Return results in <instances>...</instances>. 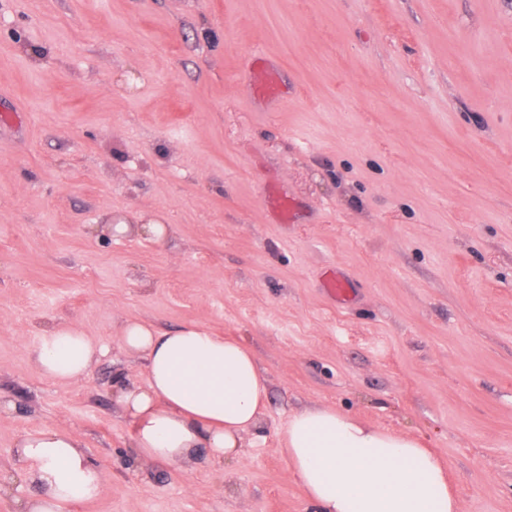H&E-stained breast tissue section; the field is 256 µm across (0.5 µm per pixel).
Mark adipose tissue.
Segmentation results:
<instances>
[{"label": "adipose tissue", "mask_w": 512, "mask_h": 512, "mask_svg": "<svg viewBox=\"0 0 512 512\" xmlns=\"http://www.w3.org/2000/svg\"><path fill=\"white\" fill-rule=\"evenodd\" d=\"M121 345L144 359L142 384L116 383L139 457L177 463L207 454L236 457L263 415L268 387L253 349L190 323L164 334L126 322ZM106 353L75 326L45 329L33 351L46 377L80 381ZM21 455L36 495L18 512H62L100 493L101 474L71 433L46 428L25 437ZM315 512H458L440 460L418 439L368 426L330 408L289 416L284 448Z\"/></svg>", "instance_id": "adipose-tissue-1"}]
</instances>
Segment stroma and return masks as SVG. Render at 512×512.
I'll list each match as a JSON object with an SVG mask.
<instances>
[{
  "label": "stroma",
  "mask_w": 512,
  "mask_h": 512,
  "mask_svg": "<svg viewBox=\"0 0 512 512\" xmlns=\"http://www.w3.org/2000/svg\"><path fill=\"white\" fill-rule=\"evenodd\" d=\"M129 320L251 346L239 456L135 455ZM52 321L108 348L79 382L32 360ZM0 401V512L48 427L101 470L64 512H312L280 452L309 407L421 440L458 512H512V0H0ZM252 71L260 79L259 84L254 86V91L273 99L279 100L278 83L274 72L264 66V58L260 54L252 57Z\"/></svg>",
  "instance_id": "obj_1"
}]
</instances>
